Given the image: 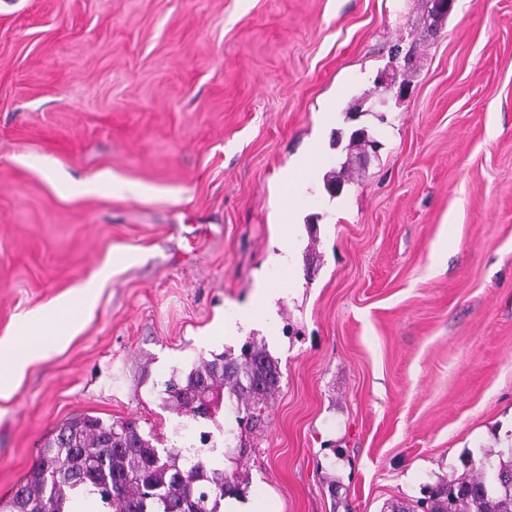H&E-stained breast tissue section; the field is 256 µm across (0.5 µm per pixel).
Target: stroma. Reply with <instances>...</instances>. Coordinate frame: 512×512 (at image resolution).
<instances>
[{
    "instance_id": "obj_1",
    "label": "stroma",
    "mask_w": 512,
    "mask_h": 512,
    "mask_svg": "<svg viewBox=\"0 0 512 512\" xmlns=\"http://www.w3.org/2000/svg\"><path fill=\"white\" fill-rule=\"evenodd\" d=\"M106 265L0 397V499L80 414L171 446L157 381L248 338L280 386L257 427L229 401L208 429L269 512L413 504L512 445V0H0V343ZM263 288L275 318L223 337ZM323 154L319 141H313L309 149L301 155L285 172V178L288 184H293L297 180L317 175L323 164Z\"/></svg>"
}]
</instances>
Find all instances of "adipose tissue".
I'll return each mask as SVG.
<instances>
[{
    "label": "adipose tissue",
    "mask_w": 512,
    "mask_h": 512,
    "mask_svg": "<svg viewBox=\"0 0 512 512\" xmlns=\"http://www.w3.org/2000/svg\"><path fill=\"white\" fill-rule=\"evenodd\" d=\"M108 274V268L99 269L75 296L23 318L16 338L0 345V397L11 393L16 376L27 366L49 357L67 336L80 329L93 311L97 290Z\"/></svg>",
    "instance_id": "ef3b65f1"
}]
</instances>
